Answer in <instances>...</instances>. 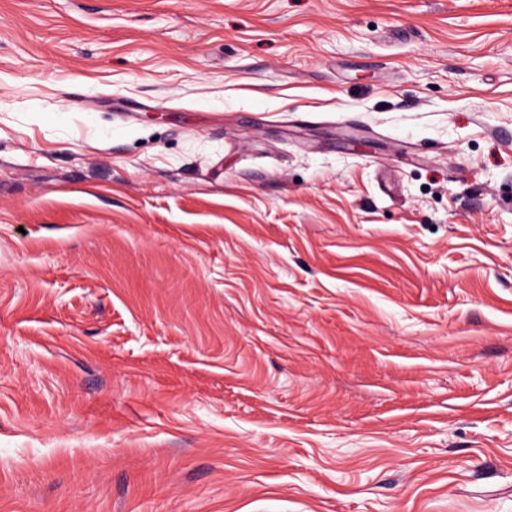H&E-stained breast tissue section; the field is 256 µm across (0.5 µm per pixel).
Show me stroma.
Returning <instances> with one entry per match:
<instances>
[{
	"label": "stroma",
	"instance_id": "obj_1",
	"mask_svg": "<svg viewBox=\"0 0 512 512\" xmlns=\"http://www.w3.org/2000/svg\"><path fill=\"white\" fill-rule=\"evenodd\" d=\"M0 512H512V0H0Z\"/></svg>",
	"mask_w": 512,
	"mask_h": 512
}]
</instances>
